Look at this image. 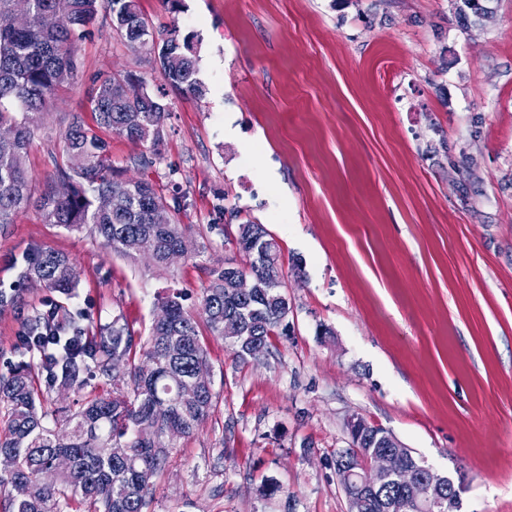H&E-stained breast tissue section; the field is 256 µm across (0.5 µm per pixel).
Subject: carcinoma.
<instances>
[{
  "label": "carcinoma",
  "instance_id": "carcinoma-1",
  "mask_svg": "<svg viewBox=\"0 0 512 512\" xmlns=\"http://www.w3.org/2000/svg\"><path fill=\"white\" fill-rule=\"evenodd\" d=\"M29 20L11 22L13 0H0V224H12L32 201L24 154L33 134L34 117L49 98L71 84L78 73L79 42L90 31L100 8L109 11L113 29L129 49L149 40L158 70L177 93L194 99L206 94L197 78L200 41L173 23L155 25L138 0H27ZM491 0H456V14L467 23ZM68 15L65 27H48L42 17ZM166 90H152L131 73L96 81L91 95L95 125L76 117L62 135L61 152L52 157L54 175L35 201L48 224L71 231L90 225L112 253L135 258L152 250L154 265L167 267L174 250L188 252L193 242L180 219L178 200L168 202L148 175L127 180L112 169L106 129L149 146L138 166L150 169L160 155L169 113ZM23 114L17 119V114ZM158 208L172 211L169 224L152 223ZM274 236L265 225L247 218L237 225L241 261L234 268L209 272L200 307L209 331L224 338L236 360L245 362L257 346L267 350L284 335L290 313L284 294L281 251L255 260L252 247ZM240 273L256 277L260 287L240 296L231 282ZM21 277L69 298L77 272L69 257L52 249L29 254ZM167 317L153 321L140 337L121 318L96 330L72 319L58 336V325L36 311L23 326L25 346L41 355L47 386L35 387L34 366L9 364L0 371V512H149L158 480L166 470L176 441L193 436L215 408L212 385L197 387L184 400L180 389L194 383L208 366L198 322L180 294L162 298ZM237 321L240 334L224 335V322ZM127 379L121 387L96 394L79 409L45 410L54 387L82 391L115 379L119 365ZM392 443L373 434L358 447L339 451L336 461L357 466ZM55 471L45 483L42 474ZM356 512H419L401 491L385 485L375 493L355 495Z\"/></svg>",
  "mask_w": 512,
  "mask_h": 512
}]
</instances>
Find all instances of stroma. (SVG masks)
Listing matches in <instances>:
<instances>
[{
	"label": "stroma",
	"mask_w": 512,
	"mask_h": 512,
	"mask_svg": "<svg viewBox=\"0 0 512 512\" xmlns=\"http://www.w3.org/2000/svg\"><path fill=\"white\" fill-rule=\"evenodd\" d=\"M183 3L139 0L222 60L198 73L205 97L171 95L149 172L195 254L160 270L25 209L0 227V290L15 294L0 364L30 361L18 332L49 303L141 335L166 293L199 312L209 271L236 254L227 225L252 217L281 248L288 333L244 363L202 334L216 408L177 441L153 512H346L334 469L353 414L452 478L456 512H512V0L468 25L455 0ZM79 55L25 154L37 193L73 116L92 117L94 78L161 81L103 11ZM40 248L76 265L71 298L20 283Z\"/></svg>",
	"instance_id": "35a3bbf8"
}]
</instances>
